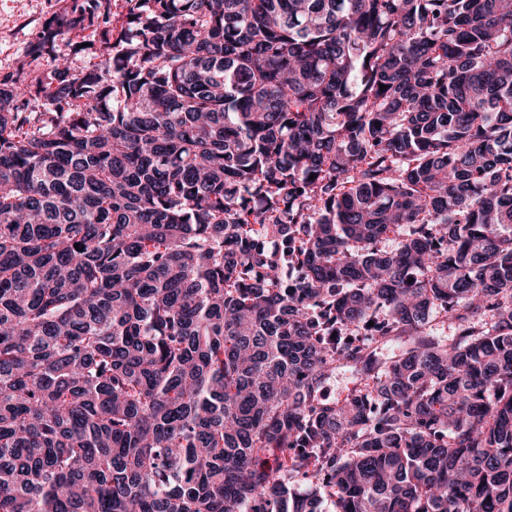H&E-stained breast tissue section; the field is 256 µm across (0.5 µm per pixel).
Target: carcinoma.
I'll return each instance as SVG.
<instances>
[{
    "instance_id": "cac0c4a2",
    "label": "carcinoma",
    "mask_w": 512,
    "mask_h": 512,
    "mask_svg": "<svg viewBox=\"0 0 512 512\" xmlns=\"http://www.w3.org/2000/svg\"><path fill=\"white\" fill-rule=\"evenodd\" d=\"M126 3L0 75V512H512V0ZM358 380L348 370L336 372L325 386V395L330 400H339L347 395V393L358 386Z\"/></svg>"
}]
</instances>
